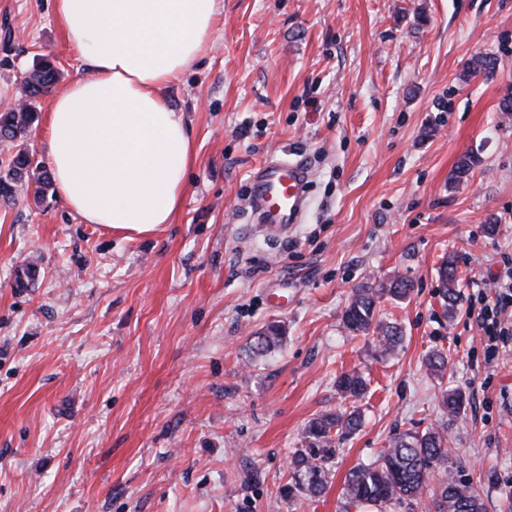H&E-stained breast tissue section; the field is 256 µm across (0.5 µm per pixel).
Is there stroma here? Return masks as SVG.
<instances>
[{"label":"stroma","mask_w":512,"mask_h":512,"mask_svg":"<svg viewBox=\"0 0 512 512\" xmlns=\"http://www.w3.org/2000/svg\"><path fill=\"white\" fill-rule=\"evenodd\" d=\"M217 31L167 96L194 161L172 223L144 236L84 223L51 175L45 122L25 141L40 169L0 203V512H342L354 466L396 435L446 426L485 512H512V354L493 375L467 314L512 253V0H220ZM498 57L493 79L467 75ZM66 88L88 72L54 0H0V113L26 99L41 58ZM248 123V136L236 134ZM477 159L458 186L464 154ZM312 169L303 223L264 234L256 167ZM495 232H488L489 221ZM456 261L446 313L437 270ZM30 266L35 278L17 283ZM411 279L380 317L389 358L350 337L353 288ZM284 326L253 357L252 336ZM448 372L427 374L432 349ZM363 373L362 425L323 493L287 495L308 423L336 411V378ZM466 405L446 418L441 393Z\"/></svg>","instance_id":"stroma-1"}]
</instances>
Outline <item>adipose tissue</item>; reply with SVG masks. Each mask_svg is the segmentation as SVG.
<instances>
[{
  "label": "adipose tissue",
  "instance_id": "obj_1",
  "mask_svg": "<svg viewBox=\"0 0 512 512\" xmlns=\"http://www.w3.org/2000/svg\"><path fill=\"white\" fill-rule=\"evenodd\" d=\"M219 12V0H55L89 75L52 98L46 148L63 202L85 223L143 235L172 222L193 152L165 90Z\"/></svg>",
  "mask_w": 512,
  "mask_h": 512
}]
</instances>
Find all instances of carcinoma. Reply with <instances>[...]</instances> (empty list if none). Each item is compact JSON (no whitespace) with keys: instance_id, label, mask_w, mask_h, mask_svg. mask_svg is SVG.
I'll return each mask as SVG.
<instances>
[{"instance_id":"1","label":"carcinoma","mask_w":512,"mask_h":512,"mask_svg":"<svg viewBox=\"0 0 512 512\" xmlns=\"http://www.w3.org/2000/svg\"><path fill=\"white\" fill-rule=\"evenodd\" d=\"M500 61L494 56H481L470 64V72L489 78L498 70ZM58 81V70L48 59L34 65L25 80L29 103L15 112L0 113V139L22 141L39 119L33 102L49 93ZM476 163L472 155L461 158L450 177L455 184L462 181ZM32 158L28 150L20 149L8 164L0 169V201L6 204L15 199L18 184L22 183ZM440 296L448 313H453L458 301L454 258L450 257L439 271ZM414 288L412 281L397 276L376 285L364 283L352 291L342 316L344 328L352 337L370 336L380 355H392L402 341V331L378 317L377 308L384 298H406ZM285 332L279 324L253 337L250 348L262 356L283 341ZM430 374L441 377L448 370V355L433 350L424 361ZM367 383L358 371L341 374L336 379V390L349 406L336 412H326L312 419L306 428L308 447L297 450L290 461L293 484L288 493H304L309 497L320 495L328 482V461L336 454L333 435L343 436L356 431L362 420L356 405L365 394ZM466 397L460 390L442 394L443 413L457 416L465 407ZM448 439L442 426L424 432L406 431L394 437L380 450L375 460L360 463L345 477L344 495L347 506L357 509L374 508L387 512L393 506H411L421 499L431 485H436L432 503L435 512H484L477 490L466 480H460L448 466Z\"/></svg>"}]
</instances>
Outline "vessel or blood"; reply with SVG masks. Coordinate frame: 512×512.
I'll return each instance as SVG.
<instances>
[{"label": "vessel or blood", "mask_w": 512, "mask_h": 512, "mask_svg": "<svg viewBox=\"0 0 512 512\" xmlns=\"http://www.w3.org/2000/svg\"><path fill=\"white\" fill-rule=\"evenodd\" d=\"M312 173L303 162L270 160L253 174L249 207L255 223L271 234L287 233L301 223L304 213V188Z\"/></svg>", "instance_id": "b4317fda"}]
</instances>
